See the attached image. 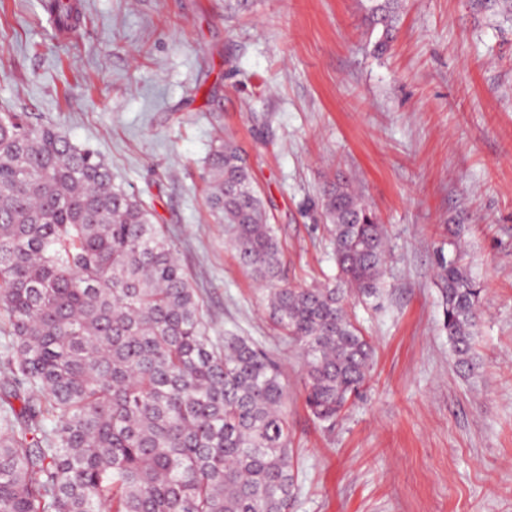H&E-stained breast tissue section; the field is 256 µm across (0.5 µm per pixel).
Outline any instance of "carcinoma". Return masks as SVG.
I'll use <instances>...</instances> for the list:
<instances>
[{
    "instance_id": "carcinoma-1",
    "label": "carcinoma",
    "mask_w": 512,
    "mask_h": 512,
    "mask_svg": "<svg viewBox=\"0 0 512 512\" xmlns=\"http://www.w3.org/2000/svg\"><path fill=\"white\" fill-rule=\"evenodd\" d=\"M374 51L400 0H364ZM59 28L77 0H41ZM206 203L302 361L306 405L336 419L369 382L374 346L349 297L384 288L387 231L349 180L322 211L336 280L281 282V248L240 149L220 140ZM448 226L437 252L457 368L479 366L483 284ZM0 512H292L299 485L279 364L243 336H208L202 301L154 214L107 165L26 112L0 113Z\"/></svg>"
}]
</instances>
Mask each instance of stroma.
Instances as JSON below:
<instances>
[{"label": "stroma", "mask_w": 512, "mask_h": 512, "mask_svg": "<svg viewBox=\"0 0 512 512\" xmlns=\"http://www.w3.org/2000/svg\"><path fill=\"white\" fill-rule=\"evenodd\" d=\"M53 36L39 0H0V113L95 150L174 241L209 334L281 364L300 471L292 512H512V7L402 0L375 55L363 0H82ZM247 156L281 276L336 274L321 191L359 187L385 225L383 293L352 300L370 386L332 422L267 292L205 205L216 137ZM461 224L485 291L481 367L461 375L441 325L434 250Z\"/></svg>", "instance_id": "obj_1"}]
</instances>
